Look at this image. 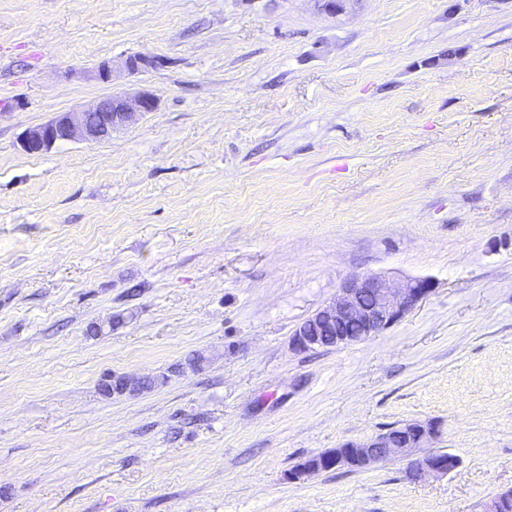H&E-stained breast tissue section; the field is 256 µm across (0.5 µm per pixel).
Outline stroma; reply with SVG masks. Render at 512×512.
Returning a JSON list of instances; mask_svg holds the SVG:
<instances>
[{
    "label": "stroma",
    "mask_w": 512,
    "mask_h": 512,
    "mask_svg": "<svg viewBox=\"0 0 512 512\" xmlns=\"http://www.w3.org/2000/svg\"><path fill=\"white\" fill-rule=\"evenodd\" d=\"M141 90L156 110L106 141L20 147ZM355 275L434 288L295 352ZM109 373L168 380L106 398ZM429 421L449 474L286 479ZM509 488L512 0H0V512H484Z\"/></svg>",
    "instance_id": "obj_1"
}]
</instances>
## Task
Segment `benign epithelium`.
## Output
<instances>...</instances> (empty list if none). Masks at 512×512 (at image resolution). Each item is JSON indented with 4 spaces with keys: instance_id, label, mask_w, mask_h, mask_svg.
I'll list each match as a JSON object with an SVG mask.
<instances>
[{
    "instance_id": "obj_1",
    "label": "benign epithelium",
    "mask_w": 512,
    "mask_h": 512,
    "mask_svg": "<svg viewBox=\"0 0 512 512\" xmlns=\"http://www.w3.org/2000/svg\"><path fill=\"white\" fill-rule=\"evenodd\" d=\"M150 64L147 57L134 55L122 63L121 70L136 74ZM156 107V99L146 92L133 97L107 96L87 109L62 112L45 124L26 129L21 134L20 146L28 154H41L60 142L99 143ZM432 291L433 285L426 279H409L392 287L372 275L351 277L340 288L336 300L317 309L294 330L293 348L306 353L363 342L396 324ZM145 384L144 378L134 380L114 373L106 378L105 387L113 395H134L144 390ZM436 433L432 424L395 425L368 439L348 441L327 455H311L290 470L287 479L294 483L322 472L321 460L328 455L359 469L400 457L408 460V475L415 481L427 473L446 475L458 466L457 457L443 451L414 455Z\"/></svg>"
}]
</instances>
